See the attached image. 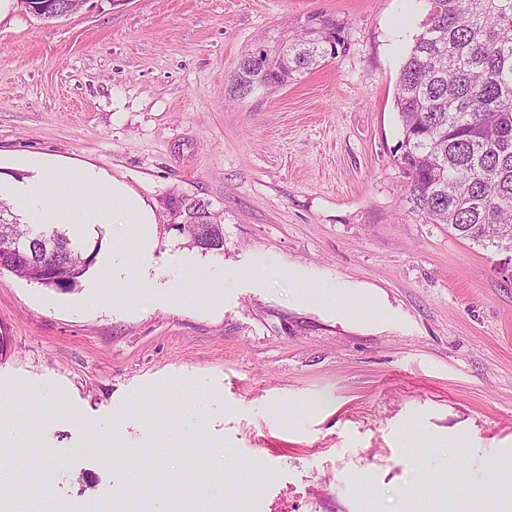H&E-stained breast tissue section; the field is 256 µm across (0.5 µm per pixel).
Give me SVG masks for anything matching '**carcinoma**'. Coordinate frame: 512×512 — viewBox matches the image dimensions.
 I'll list each match as a JSON object with an SVG mask.
<instances>
[{
  "instance_id": "1",
  "label": "carcinoma",
  "mask_w": 512,
  "mask_h": 512,
  "mask_svg": "<svg viewBox=\"0 0 512 512\" xmlns=\"http://www.w3.org/2000/svg\"><path fill=\"white\" fill-rule=\"evenodd\" d=\"M427 18L397 81L402 124L397 161L412 208L433 224L486 248L512 253V0H426ZM321 57L300 40L288 54L238 62L230 93L286 86ZM193 226V238H224L220 220ZM97 250L76 247L56 230L22 224L0 201V271L67 291L94 264Z\"/></svg>"
}]
</instances>
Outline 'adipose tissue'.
<instances>
[{
  "mask_svg": "<svg viewBox=\"0 0 512 512\" xmlns=\"http://www.w3.org/2000/svg\"><path fill=\"white\" fill-rule=\"evenodd\" d=\"M37 177L29 183L17 202L25 221L30 224H67L76 228L93 224H118L128 215L138 223L150 224L154 218L145 202L120 182L102 180L91 168H67L36 162ZM80 190L79 200L49 204L53 191L68 187Z\"/></svg>",
  "mask_w": 512,
  "mask_h": 512,
  "instance_id": "1",
  "label": "adipose tissue"
}]
</instances>
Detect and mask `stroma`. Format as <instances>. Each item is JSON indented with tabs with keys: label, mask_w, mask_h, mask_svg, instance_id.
I'll return each mask as SVG.
<instances>
[{
	"label": "stroma",
	"mask_w": 512,
	"mask_h": 512,
	"mask_svg": "<svg viewBox=\"0 0 512 512\" xmlns=\"http://www.w3.org/2000/svg\"><path fill=\"white\" fill-rule=\"evenodd\" d=\"M423 0H86L0 19V194L36 156L155 221L102 224L70 292L0 273V430L44 450L46 512H481L512 463V262L433 224L396 160ZM317 67L230 99L302 32ZM209 203L220 253L166 197ZM111 287H101L106 271ZM143 284L141 298L126 297ZM348 292L357 310L304 287ZM206 218L212 224H200V225H197V226H192L189 229V231H187V232L190 234V236L192 237L193 241H194V238H200L202 234L206 235V234L215 233L219 239L223 240L222 244L217 246V247H215V248H212L213 246H216V245L219 244V240H217L214 235H210L206 239L202 238L201 241H200V244L202 246L206 247V248H211V249H205V248H202V247H200V248L204 249V250H209V251H220L224 247V233H223L222 226L220 224V220H218L217 217L214 214H212L211 212L209 213V215H207ZM194 243L196 244L195 241H194Z\"/></svg>",
	"instance_id": "35a3bbf8"
}]
</instances>
